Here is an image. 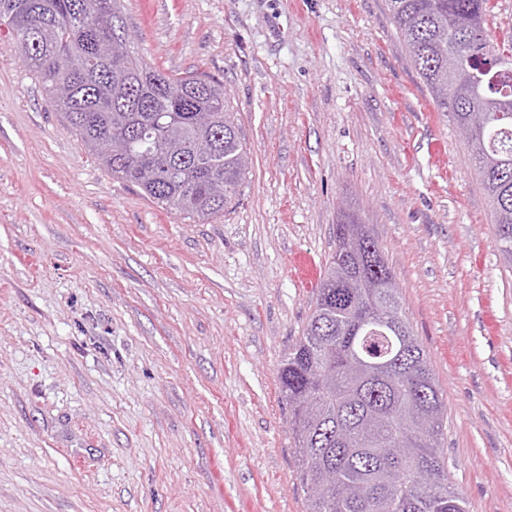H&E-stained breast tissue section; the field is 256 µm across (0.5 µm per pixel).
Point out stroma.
I'll return each mask as SVG.
<instances>
[{
  "label": "stroma",
  "instance_id": "1",
  "mask_svg": "<svg viewBox=\"0 0 512 512\" xmlns=\"http://www.w3.org/2000/svg\"><path fill=\"white\" fill-rule=\"evenodd\" d=\"M148 62L224 82L249 156L206 222L113 180L0 26V512H307L279 370L375 231L448 405L467 512H512V270L385 0H123Z\"/></svg>",
  "mask_w": 512,
  "mask_h": 512
}]
</instances>
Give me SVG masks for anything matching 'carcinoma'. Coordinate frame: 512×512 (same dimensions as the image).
I'll use <instances>...</instances> for the list:
<instances>
[{
  "mask_svg": "<svg viewBox=\"0 0 512 512\" xmlns=\"http://www.w3.org/2000/svg\"><path fill=\"white\" fill-rule=\"evenodd\" d=\"M391 19L438 109L459 126L484 111L465 141L489 199L495 246L512 269V33L487 29L494 0H386ZM123 22L122 0H0V25L52 108L112 177L159 207L205 221L239 195L248 154L224 82L164 74L128 41L96 39ZM163 140L168 159L156 160ZM358 215L336 225V251L280 388L299 455L308 512H466L439 441L448 408L402 312L369 225L347 245Z\"/></svg>",
  "mask_w": 512,
  "mask_h": 512,
  "instance_id": "1",
  "label": "carcinoma"
}]
</instances>
